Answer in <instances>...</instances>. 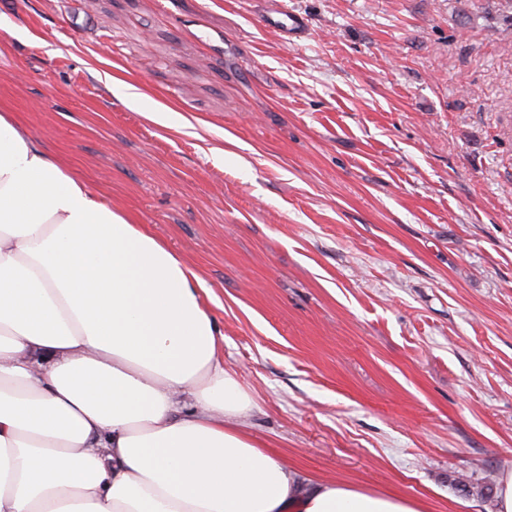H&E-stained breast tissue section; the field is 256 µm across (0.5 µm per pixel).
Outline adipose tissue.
I'll use <instances>...</instances> for the list:
<instances>
[{
  "label": "adipose tissue",
  "mask_w": 512,
  "mask_h": 512,
  "mask_svg": "<svg viewBox=\"0 0 512 512\" xmlns=\"http://www.w3.org/2000/svg\"><path fill=\"white\" fill-rule=\"evenodd\" d=\"M202 291L0 113V512H425L260 448Z\"/></svg>",
  "instance_id": "ef3b65f1"
}]
</instances>
